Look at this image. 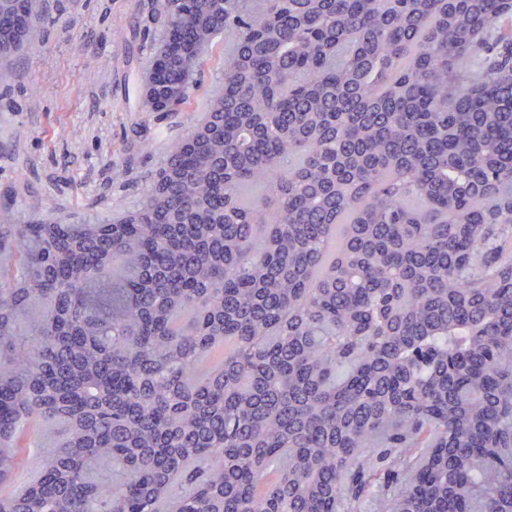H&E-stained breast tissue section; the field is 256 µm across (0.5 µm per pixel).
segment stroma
<instances>
[{"instance_id": "1", "label": "stroma", "mask_w": 512, "mask_h": 512, "mask_svg": "<svg viewBox=\"0 0 512 512\" xmlns=\"http://www.w3.org/2000/svg\"><path fill=\"white\" fill-rule=\"evenodd\" d=\"M160 0H45L43 41L0 64V212L26 224H109L135 211L145 189L192 127L224 74L206 61L191 113L145 112L142 75L158 49ZM39 429L7 492L37 477L59 442Z\"/></svg>"}]
</instances>
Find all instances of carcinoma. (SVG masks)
<instances>
[{
  "mask_svg": "<svg viewBox=\"0 0 512 512\" xmlns=\"http://www.w3.org/2000/svg\"><path fill=\"white\" fill-rule=\"evenodd\" d=\"M163 13L171 112L232 47L222 122L131 223L0 225V487L62 432L0 512H512V0ZM38 432L37 446L34 447V451L30 454H23L20 470L15 481L3 488V494L8 495L11 492H18L34 481L37 477V468L41 455L54 450V447L60 440L58 429L54 425L41 426Z\"/></svg>",
  "mask_w": 512,
  "mask_h": 512,
  "instance_id": "carcinoma-1",
  "label": "carcinoma"
}]
</instances>
